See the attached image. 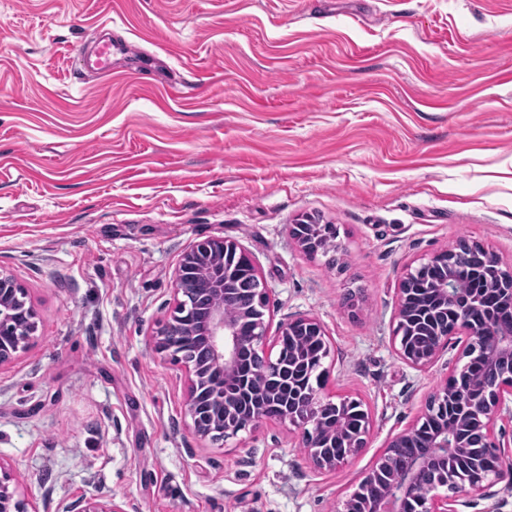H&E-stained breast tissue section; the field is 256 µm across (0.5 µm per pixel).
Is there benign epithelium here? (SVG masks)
Segmentation results:
<instances>
[{
    "label": "benign epithelium",
    "mask_w": 512,
    "mask_h": 512,
    "mask_svg": "<svg viewBox=\"0 0 512 512\" xmlns=\"http://www.w3.org/2000/svg\"><path fill=\"white\" fill-rule=\"evenodd\" d=\"M292 238L310 256L326 255L320 244L325 236L337 238L332 224H311L303 218L290 228ZM478 250L483 266L467 271V278L499 290V304L512 311V266L477 241L462 237L447 250L407 269L399 282L393 317L392 343L396 355L410 368L424 371L448 351L454 336L465 338L463 356L482 355L478 377L469 363L448 361V374L425 403L415 423L392 435L384 453L349 495L338 512H460L461 498H491V488L505 483L512 489V466L502 461L512 457V443L495 432L497 421L512 420V327L489 337L484 332L475 295L457 287L458 269L448 268V277L426 291L428 303L413 312L416 294L412 281L426 268L445 260L461 261L463 252ZM251 269L252 287L236 292L229 278L238 263ZM176 306L171 318L151 336L159 352H173V339L199 346L202 355L184 360L188 385L185 408L193 429L201 438L233 437L252 431L267 420L286 421L297 429L298 447L305 449L312 468L320 473L335 471L367 446L372 427L368 412H362L358 427L344 429L351 408L358 400L321 396L318 388L305 384L309 371L323 377L330 347L322 323L308 314H295L278 327L277 351L267 349L269 288L247 253L237 242L208 238L188 246L172 279ZM39 315L27 301L25 287L14 277L0 273V367L24 350L38 328ZM312 339L322 351L315 360L305 358L301 342ZM260 357L252 374L241 375L245 353ZM276 379L288 398L273 413L268 410L265 381ZM436 422L430 437L409 456L400 455L419 428ZM486 448L501 465L476 471L458 485H448V471L457 459ZM0 512H39L25 497L12 470L0 461ZM57 512H127L112 501L95 498L60 505Z\"/></svg>",
    "instance_id": "1"
}]
</instances>
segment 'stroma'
Segmentation results:
<instances>
[{
  "label": "stroma",
  "mask_w": 512,
  "mask_h": 512,
  "mask_svg": "<svg viewBox=\"0 0 512 512\" xmlns=\"http://www.w3.org/2000/svg\"><path fill=\"white\" fill-rule=\"evenodd\" d=\"M106 29L140 53L100 77ZM306 216L335 263L290 237ZM213 237L252 256L269 335L323 323V395L372 418L336 471L285 422L195 435L149 337ZM461 237L512 264V0H0V271L40 316L0 367V461L41 512H339L460 354L414 370L392 325L407 266ZM56 512H128V510L112 500L101 502L96 498H89L75 504H61Z\"/></svg>",
  "instance_id": "35a3bbf8"
}]
</instances>
